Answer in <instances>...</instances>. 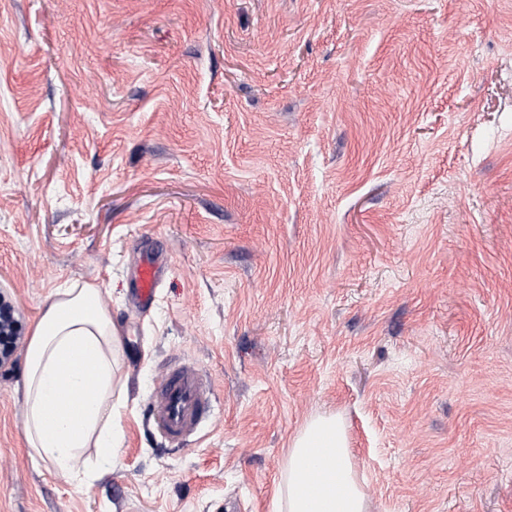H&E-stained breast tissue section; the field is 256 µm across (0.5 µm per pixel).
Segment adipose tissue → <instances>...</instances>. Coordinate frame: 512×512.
<instances>
[{
	"mask_svg": "<svg viewBox=\"0 0 512 512\" xmlns=\"http://www.w3.org/2000/svg\"><path fill=\"white\" fill-rule=\"evenodd\" d=\"M24 362L28 447L63 475L93 479L123 441L112 397L123 387L124 350L97 285L68 283L53 291ZM278 501L281 512H368L339 416L314 417L291 438Z\"/></svg>",
	"mask_w": 512,
	"mask_h": 512,
	"instance_id": "obj_1",
	"label": "adipose tissue"
}]
</instances>
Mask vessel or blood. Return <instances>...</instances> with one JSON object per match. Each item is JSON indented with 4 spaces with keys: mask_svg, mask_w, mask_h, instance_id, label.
Masks as SVG:
<instances>
[{
    "mask_svg": "<svg viewBox=\"0 0 512 512\" xmlns=\"http://www.w3.org/2000/svg\"><path fill=\"white\" fill-rule=\"evenodd\" d=\"M167 265L166 257L145 247L134 274L133 306H151ZM210 381L189 361L168 365L161 373L151 398L156 432L168 444L181 447L196 437L213 412Z\"/></svg>",
    "mask_w": 512,
    "mask_h": 512,
    "instance_id": "b4317fda",
    "label": "vessel or blood"
}]
</instances>
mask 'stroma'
I'll use <instances>...</instances> for the list:
<instances>
[{"label": "stroma", "instance_id": "obj_1", "mask_svg": "<svg viewBox=\"0 0 512 512\" xmlns=\"http://www.w3.org/2000/svg\"><path fill=\"white\" fill-rule=\"evenodd\" d=\"M72 281L123 336L124 439L57 473L0 368V512H277L330 414L368 512H512V0H0V293L28 332ZM184 359L215 411L174 448ZM166 257L147 244L141 253L134 274L133 306L143 311L151 306L156 290L164 277ZM211 382L190 361L168 365L151 398L156 432L174 447L196 437L213 412Z\"/></svg>", "mask_w": 512, "mask_h": 512}]
</instances>
